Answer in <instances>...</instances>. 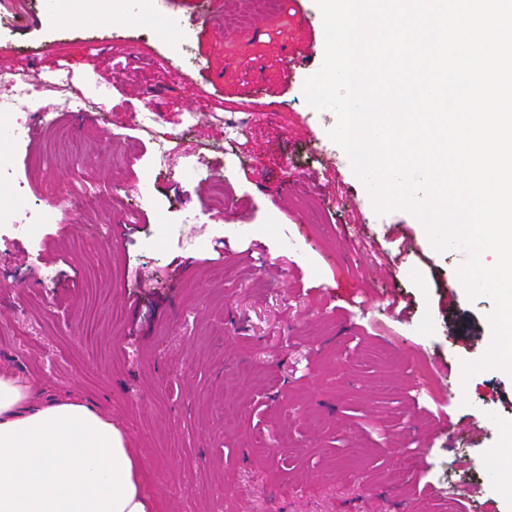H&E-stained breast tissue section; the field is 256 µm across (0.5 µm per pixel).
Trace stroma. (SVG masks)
<instances>
[{
	"instance_id": "stroma-1",
	"label": "stroma",
	"mask_w": 512,
	"mask_h": 512,
	"mask_svg": "<svg viewBox=\"0 0 512 512\" xmlns=\"http://www.w3.org/2000/svg\"><path fill=\"white\" fill-rule=\"evenodd\" d=\"M324 54L314 0L99 4L78 28L0 0L1 68L68 64L105 103L96 123L62 114L0 139V203L20 183L54 214L0 224V369L112 418L169 512H512L495 456L512 374L461 378L493 302L468 298L463 251L436 252L407 211L376 213L328 136L335 113L303 93ZM149 97L157 131L223 172L210 223L182 221L207 184L153 169L131 127ZM228 116L245 127L231 164ZM86 186L90 204L73 195Z\"/></svg>"
}]
</instances>
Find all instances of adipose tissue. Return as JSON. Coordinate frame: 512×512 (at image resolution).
Returning a JSON list of instances; mask_svg holds the SVG:
<instances>
[{"label":"adipose tissue","instance_id":"adipose-tissue-1","mask_svg":"<svg viewBox=\"0 0 512 512\" xmlns=\"http://www.w3.org/2000/svg\"><path fill=\"white\" fill-rule=\"evenodd\" d=\"M0 512H164L127 435L77 398L0 370Z\"/></svg>","mask_w":512,"mask_h":512}]
</instances>
